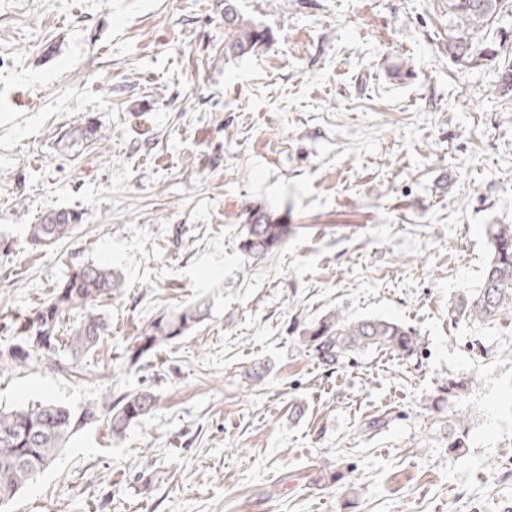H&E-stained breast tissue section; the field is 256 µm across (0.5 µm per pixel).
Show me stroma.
I'll list each match as a JSON object with an SVG mask.
<instances>
[{"label":"stroma","mask_w":512,"mask_h":512,"mask_svg":"<svg viewBox=\"0 0 512 512\" xmlns=\"http://www.w3.org/2000/svg\"><path fill=\"white\" fill-rule=\"evenodd\" d=\"M447 2L239 0L266 40L234 57L224 0H0V350L74 268L123 279L101 345L0 365V407L158 397L123 436L81 425L10 512H512V311L448 316L487 225L512 224V0L475 67L448 53ZM88 123L100 140L74 137ZM255 203L292 229L248 258ZM54 210L79 226L33 246ZM201 299L203 322L131 360ZM335 310L412 327L421 364L328 370L298 336ZM450 377L471 383L432 406ZM209 305L204 301L189 304L178 311L154 318L142 327L140 336L131 343L133 357L140 358L151 348L167 343L194 328L208 314Z\"/></svg>","instance_id":"35a3bbf8"}]
</instances>
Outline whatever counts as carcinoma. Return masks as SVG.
<instances>
[{"mask_svg":"<svg viewBox=\"0 0 512 512\" xmlns=\"http://www.w3.org/2000/svg\"><path fill=\"white\" fill-rule=\"evenodd\" d=\"M502 7L503 0H448V14L454 24L449 54L459 60L474 58L472 37L485 30L502 13ZM263 39V31L243 19L235 0H224L225 52L238 57L250 54ZM78 223L79 216L74 212L51 211L30 225L28 236L32 244L50 247L70 235ZM243 229L240 250L251 257L272 253L288 236V225L261 208L247 209ZM487 237L489 259L480 284L454 300L450 312L454 322L493 321L512 306V224L488 225ZM119 287L120 276L108 266L90 264L76 270L20 330L21 342L0 353V363L8 359L22 362L32 351L53 354L63 348L75 358L90 352L109 328L99 306ZM208 309V304L199 301L146 323L132 342L133 357L139 358L151 348L184 335L205 319ZM73 311L80 312V320L62 338L57 335L59 326ZM299 343L331 370L366 351L389 352L409 362L418 358L422 349L415 330L402 323L385 318L352 320L338 311L302 329ZM467 381L471 383L473 378ZM465 382L448 380L437 388L434 401L459 396ZM156 404L157 396L146 388L101 408L89 407L78 417L52 402H35L16 410L1 408L0 512H7L24 485L53 460L82 422L106 415L112 435L120 437L133 423L149 415ZM389 421L388 413L379 412L368 416L362 428L376 433Z\"/></svg>","mask_w":512,"mask_h":512,"instance_id":"carcinoma-1","label":"carcinoma"}]
</instances>
